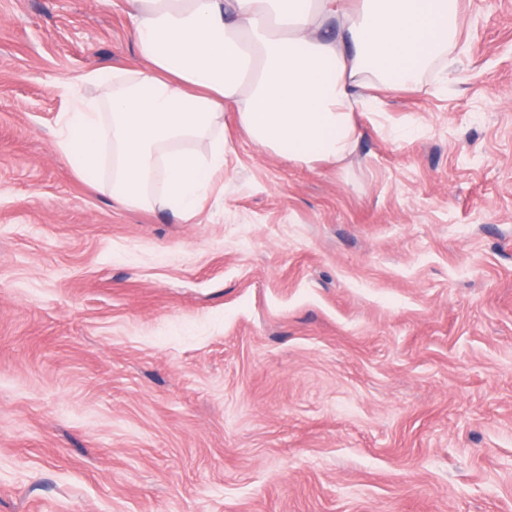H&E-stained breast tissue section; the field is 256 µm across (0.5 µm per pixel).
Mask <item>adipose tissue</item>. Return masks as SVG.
I'll use <instances>...</instances> for the list:
<instances>
[{
	"label": "adipose tissue",
	"instance_id": "ef3b65f1",
	"mask_svg": "<svg viewBox=\"0 0 512 512\" xmlns=\"http://www.w3.org/2000/svg\"><path fill=\"white\" fill-rule=\"evenodd\" d=\"M136 66L63 83L56 148L92 172L109 151L113 201L185 221L226 163L224 115L259 149L334 165L376 90L447 83L454 0H127ZM97 95L87 96L83 86Z\"/></svg>",
	"mask_w": 512,
	"mask_h": 512
}]
</instances>
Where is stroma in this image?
I'll return each mask as SVG.
<instances>
[{"label": "stroma", "mask_w": 512, "mask_h": 512, "mask_svg": "<svg viewBox=\"0 0 512 512\" xmlns=\"http://www.w3.org/2000/svg\"><path fill=\"white\" fill-rule=\"evenodd\" d=\"M125 0H0V512H512V0L297 166L225 113L190 222L55 148Z\"/></svg>", "instance_id": "obj_1"}]
</instances>
